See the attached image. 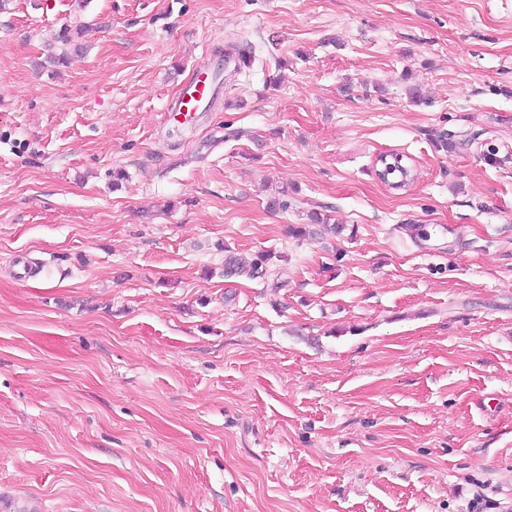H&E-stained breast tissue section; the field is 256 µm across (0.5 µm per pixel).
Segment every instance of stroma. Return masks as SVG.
Listing matches in <instances>:
<instances>
[{
	"label": "stroma",
	"mask_w": 512,
	"mask_h": 512,
	"mask_svg": "<svg viewBox=\"0 0 512 512\" xmlns=\"http://www.w3.org/2000/svg\"><path fill=\"white\" fill-rule=\"evenodd\" d=\"M0 512H512V0H0ZM220 80L216 69H199L194 77L182 88L177 103L168 109V116L178 123H186L196 112L217 99ZM179 117L183 119L180 120Z\"/></svg>",
	"instance_id": "35a3bbf8"
}]
</instances>
